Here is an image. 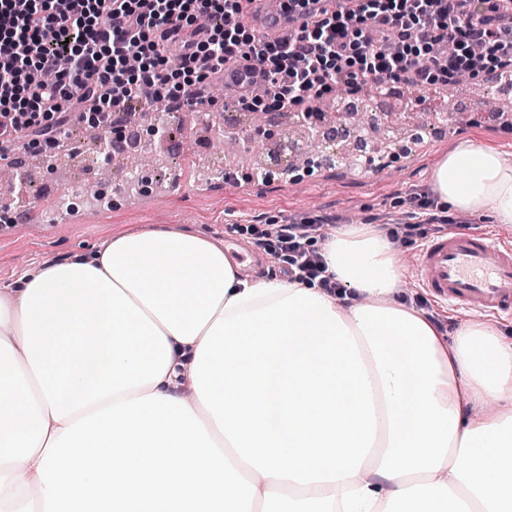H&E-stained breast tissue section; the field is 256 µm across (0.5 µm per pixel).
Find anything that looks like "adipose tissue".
I'll list each match as a JSON object with an SVG mask.
<instances>
[{
    "instance_id": "obj_1",
    "label": "adipose tissue",
    "mask_w": 512,
    "mask_h": 512,
    "mask_svg": "<svg viewBox=\"0 0 512 512\" xmlns=\"http://www.w3.org/2000/svg\"><path fill=\"white\" fill-rule=\"evenodd\" d=\"M432 189L512 224L476 138ZM322 251L347 299L157 227L1 288L0 512H512V341L398 300L371 225Z\"/></svg>"
}]
</instances>
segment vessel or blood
Listing matches in <instances>:
<instances>
[{
    "instance_id": "b4317fda",
    "label": "vessel or blood",
    "mask_w": 512,
    "mask_h": 512,
    "mask_svg": "<svg viewBox=\"0 0 512 512\" xmlns=\"http://www.w3.org/2000/svg\"><path fill=\"white\" fill-rule=\"evenodd\" d=\"M260 10L259 27L272 39L297 30L314 7L332 11L336 0L298 6L289 0H253ZM260 75L240 82L236 69L224 72V91L240 95L261 86ZM418 279L435 299L472 313H512V245L497 247L479 229L451 230L431 239L417 261Z\"/></svg>"
}]
</instances>
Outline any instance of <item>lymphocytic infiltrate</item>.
<instances>
[{
  "label": "lymphocytic infiltrate",
  "mask_w": 512,
  "mask_h": 512,
  "mask_svg": "<svg viewBox=\"0 0 512 512\" xmlns=\"http://www.w3.org/2000/svg\"><path fill=\"white\" fill-rule=\"evenodd\" d=\"M180 49L170 63L169 47ZM260 72L268 85L242 96L241 111L303 113L380 81L434 85L457 73L512 72V6L505 0H353L322 12L284 40L246 29L240 0H0V161L6 143L57 145L78 112H112L132 101L198 103L225 65ZM388 224L407 247L446 216ZM325 219L272 216L246 225L252 244L289 280L344 296L319 245Z\"/></svg>",
  "instance_id": "1"
}]
</instances>
